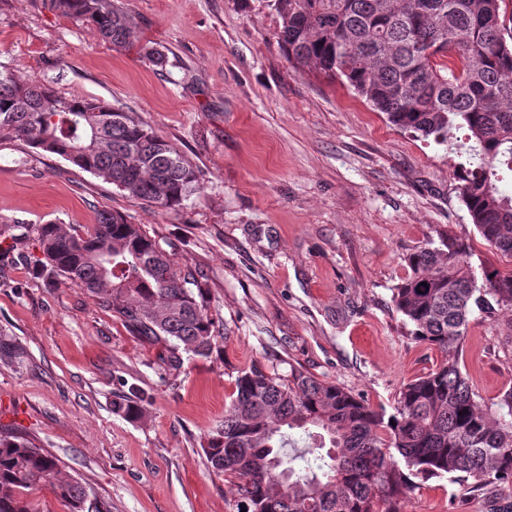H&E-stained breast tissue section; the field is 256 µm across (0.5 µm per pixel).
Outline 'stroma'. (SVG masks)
<instances>
[{
	"instance_id": "35a3bbf8",
	"label": "stroma",
	"mask_w": 512,
	"mask_h": 512,
	"mask_svg": "<svg viewBox=\"0 0 512 512\" xmlns=\"http://www.w3.org/2000/svg\"><path fill=\"white\" fill-rule=\"evenodd\" d=\"M135 22L113 46L46 0H0V66L57 96L124 107L203 173L164 211L64 158L0 139V225L84 233L103 210L172 245L207 275L221 350L177 371L79 288L46 287L25 261L0 269V331L24 350L0 364V434L55 455L109 512H235L202 438L223 422L238 372L299 366L375 407L441 353L408 336L392 290L404 258L452 229L473 264L507 268L478 235L444 147L394 127L347 87L296 72L268 0H120ZM164 53L163 65L147 50ZM461 369L480 402L512 388V317L473 315ZM145 416L112 410L123 385ZM399 512H512V488L434 478Z\"/></svg>"
}]
</instances>
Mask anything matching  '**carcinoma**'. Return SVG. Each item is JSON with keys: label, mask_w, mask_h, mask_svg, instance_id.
Returning <instances> with one entry per match:
<instances>
[{"label": "carcinoma", "mask_w": 512, "mask_h": 512, "mask_svg": "<svg viewBox=\"0 0 512 512\" xmlns=\"http://www.w3.org/2000/svg\"><path fill=\"white\" fill-rule=\"evenodd\" d=\"M49 8L124 46L132 17L114 0H46ZM276 33L298 72L347 85L395 127L459 158L461 197L481 239L512 260V29L504 0H271ZM15 138L103 177L162 210L181 207L199 171L130 112L104 101L62 98L41 81L0 71V138ZM19 255L46 286L86 291L143 344L165 348V364L208 359L220 326L207 278L174 267L159 239L118 213H99L83 235L60 224H11ZM469 239L450 229L407 254L392 303L409 335L443 355L406 383L392 412L295 366L255 363L238 372L224 423L202 444L207 462L236 493V512H396L417 481L448 476L473 488L512 486V389L483 405L459 363L474 312H512V270L475 271ZM22 351L0 333V362ZM131 391L113 411L131 420L145 408ZM307 440L295 446L294 433ZM314 456L316 465L308 463ZM302 460V467L294 465ZM46 490L69 512H88V492L58 461L22 437L0 438V512H38Z\"/></svg>", "instance_id": "obj_1"}]
</instances>
